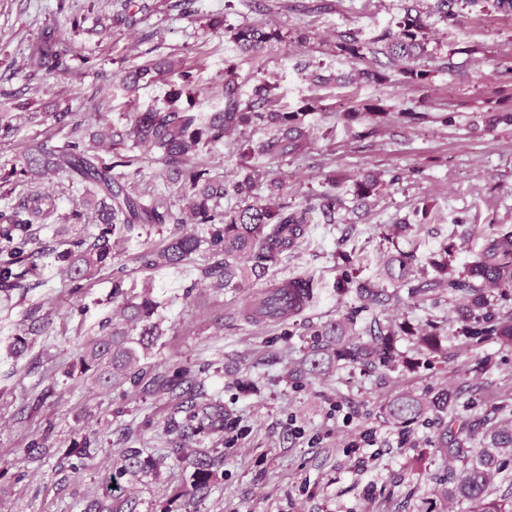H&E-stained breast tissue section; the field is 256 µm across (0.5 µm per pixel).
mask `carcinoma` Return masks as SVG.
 <instances>
[{
  "label": "carcinoma",
  "mask_w": 512,
  "mask_h": 512,
  "mask_svg": "<svg viewBox=\"0 0 512 512\" xmlns=\"http://www.w3.org/2000/svg\"><path fill=\"white\" fill-rule=\"evenodd\" d=\"M474 2L476 0H435V11L448 27L455 28L461 24V6ZM220 24L230 32L237 49L244 54H258L272 43L282 41L278 30L261 24L234 26L223 20L214 22L216 26ZM427 29V15L415 6H407L395 29L378 38L380 46L366 47L355 34L348 32L339 36L336 54L363 60L369 53L373 61L382 54L406 82L418 84L426 77V71L420 69L417 61L425 52ZM164 67L161 62L142 65L122 80L121 87L133 90L138 82L154 79V73ZM30 68L48 74L66 72V49L54 36L46 37L32 56ZM181 79L183 87L173 91L167 109L130 114V127L125 132L106 122L92 134V142L109 141L118 145L126 136L132 135L137 142L159 153V161L167 175L181 183L182 199L194 223L205 227L209 235L206 242L216 261L204 269L203 274L218 277L226 286L240 280H259L267 265L277 261L303 237L313 213H319L326 223H333L336 214L345 208L343 198L325 192L315 204L295 205L286 200L268 204L252 198L251 178L229 187L214 180L208 170L188 167L186 162L209 144L223 139L227 131L239 127L273 128V133L258 148H245V156L256 151L271 158L301 153L311 142V126L306 117L316 110V106L307 103L293 112H266L264 107L270 101L271 88L265 83L257 84L253 91L254 101L245 103L234 81V66L230 64L224 68V85L217 110L194 112L178 105L183 88L191 83V72L182 71ZM344 116L352 124L365 123L385 116V112L377 104H359L349 107ZM56 119L70 126V137L60 145L39 143L28 147L20 157L21 172L33 180L65 172L91 185L87 189L88 205L96 211L100 232L88 244L77 242L79 250L61 254L67 261L66 271L71 281L80 282L112 263V236L117 229L131 233L147 224L178 225L183 223V218L168 207L128 191L113 170L131 165V159L117 156L107 163L100 158L79 135L83 124L81 114L58 112ZM378 186V179L372 175L356 180L355 201L364 203L377 193ZM229 194L243 199V204L237 208H220L219 200ZM54 209L49 196L31 190L16 205L0 211V242L3 243L0 252L6 255L0 261V288H17L29 275L30 268L18 266L20 255L27 247L36 244L33 224L47 220ZM474 230L484 238L477 258L456 271L449 265L454 248L447 246L432 260L436 272L432 280H418L405 253L392 256L387 263V276L398 287L406 289L404 296L399 293L390 295L378 284L360 280L347 271L336 280V293L355 295L361 303L360 310L368 312L389 300L397 303L424 300L429 292L444 286L456 301L457 335L494 336L504 344H512V313L499 316L494 313L491 303V298L496 295H512V231L487 232L477 225ZM200 243L201 238L196 235L175 236L160 248L144 252L141 259L148 267L161 262L179 269L197 252ZM244 256L252 257L254 264L243 267L241 259ZM311 300V280L304 276L289 277L255 297L245 316L255 322L265 317L290 320L304 312ZM155 310L156 303L147 296L139 302L127 300L122 302V314L131 327H121L110 319L102 324L100 336L90 340L79 357L81 372L90 373L95 386L110 390L128 384L145 392L171 386L168 381L150 376L140 364L141 354L161 336L159 325L152 321ZM356 324V316L350 314L325 325L304 353L298 372L317 377L340 361L359 363L381 372L391 366L396 336L400 334L416 337V346L423 352L440 354L443 351V331L438 326L424 332L402 324L397 330L365 340L352 335ZM455 400V393L447 389L428 399L403 394L389 402L387 416L399 425L418 421L429 414L443 418ZM196 420L220 423L224 421V412L218 405L193 401L184 419L172 418L169 428L181 435L191 428L200 431L202 426H193ZM506 451L512 453V427L493 431L475 458L468 460L459 471L448 472V498L467 504L466 512H512L511 498H493L489 491L491 477L500 470V455ZM168 457L180 462L189 459L181 445L171 449ZM191 464L195 467V481L199 484L207 482L212 466L209 455L198 456L191 460ZM153 469L154 464L143 459L138 449L128 448L120 458L118 472L121 476L137 475Z\"/></svg>",
  "instance_id": "1"
}]
</instances>
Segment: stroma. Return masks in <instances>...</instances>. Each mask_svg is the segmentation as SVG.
Segmentation results:
<instances>
[{
    "mask_svg": "<svg viewBox=\"0 0 512 512\" xmlns=\"http://www.w3.org/2000/svg\"><path fill=\"white\" fill-rule=\"evenodd\" d=\"M319 2L195 0L185 14L178 0H0V113H10L13 125L11 133L0 132V174L9 177L0 186V209L30 188L19 172L22 152L68 138L70 129L57 123L56 113L83 114L87 138L98 129L94 102L101 89L112 90L108 118L119 128L129 113L165 109L175 74L163 73L132 93L119 86L134 66L159 61L191 70L197 112L216 105L229 62L242 100L251 98L260 77L274 87L275 109L291 112L316 100L304 154L242 156V144L256 146L268 136L267 129L250 128L228 133L191 163L227 185L251 177L253 194L262 199L271 198L270 184L277 181L297 205L329 190L347 203L335 223L308 225L261 280L237 287L201 280V268L213 262L205 247L179 269L142 266V252L178 229L202 234L197 224L154 226L132 239L114 236L111 265L78 285L56 255H33L36 274L22 287L0 289V512H87L128 448L160 468L158 475L124 482L122 512H464L463 504L446 497L448 468L475 456L488 429L512 425V345L493 336L449 335L446 357L433 358L418 352L414 337L401 335L396 351L403 362L382 375L345 362L318 377L299 378L290 370L317 330L355 306L354 295L336 293L343 269L391 291L384 262L396 252L409 254L423 279L434 277L430 261L445 246L455 248V268L475 259L482 240L457 216L492 213L499 229L512 230V125L491 129L486 123L493 113L512 112V13L478 0L463 7L460 27L430 17L420 61L425 83L409 85L393 75L379 84L363 77L364 62L336 54V40L348 31L366 42L377 39L402 15L405 0H331L329 11ZM121 10L128 22H116ZM220 18L232 25L263 23L284 39L244 55L217 26ZM48 31L68 50L66 74L45 77L29 68ZM312 73L325 76V84L311 83ZM372 100L387 111L373 134L344 118L348 107ZM406 108L422 112L423 120L404 118ZM449 113L450 125L443 121ZM119 151L134 160L124 170L131 193L183 209L156 153L130 142ZM365 173L378 175L381 186L359 206L354 181ZM39 189L55 201L53 215L32 227L44 244L97 233L96 224L69 220L84 200L79 184L60 173ZM403 219L409 229L393 234L392 224ZM295 275L315 285L313 302L295 320L241 316L254 294ZM117 282L127 298L147 292L157 302L162 335L147 361L152 375L175 383V390L103 391L81 374L77 358L113 315ZM453 305L440 289L426 302L391 303L375 315L384 327L408 323L428 330L449 325ZM19 335L27 348L15 355L10 345ZM193 382L204 399L223 405L224 428L183 440L168 422ZM446 388L457 394L452 416L466 420L472 433L453 460L436 444L437 421L403 427L385 414L396 396ZM85 436L94 460L78 467L68 450ZM179 441L186 452L213 459L206 487L194 489L191 465L167 459Z\"/></svg>",
    "mask_w": 512,
    "mask_h": 512,
    "instance_id": "35a3bbf8",
    "label": "stroma"
}]
</instances>
